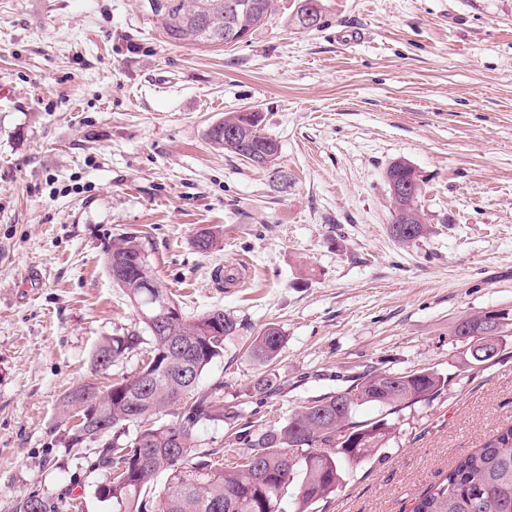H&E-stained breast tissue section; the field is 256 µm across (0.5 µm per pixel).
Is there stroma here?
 Here are the masks:
<instances>
[{
	"instance_id": "35a3bbf8",
	"label": "stroma",
	"mask_w": 512,
	"mask_h": 512,
	"mask_svg": "<svg viewBox=\"0 0 512 512\" xmlns=\"http://www.w3.org/2000/svg\"><path fill=\"white\" fill-rule=\"evenodd\" d=\"M274 0L248 42L168 43L139 0H0V512L36 489L111 512L108 475L68 454L59 414L101 338L143 331L105 265L114 238L148 240L183 314L214 307L236 333L200 384L246 393L267 326L288 392L245 407L274 423L369 370L447 375L319 512H411L455 462L512 424V0ZM253 108L287 188L211 147ZM421 175L427 234L388 233L383 181ZM216 231L198 252L193 239ZM236 275L217 284L213 272ZM506 318L495 362L471 364L455 325ZM285 336L281 329L273 325L265 328L249 347V356L255 360L270 364L280 355Z\"/></svg>"
}]
</instances>
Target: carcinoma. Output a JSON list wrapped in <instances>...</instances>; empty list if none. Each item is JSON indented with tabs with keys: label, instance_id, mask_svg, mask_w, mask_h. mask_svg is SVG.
<instances>
[{
	"label": "carcinoma",
	"instance_id": "carcinoma-1",
	"mask_svg": "<svg viewBox=\"0 0 512 512\" xmlns=\"http://www.w3.org/2000/svg\"><path fill=\"white\" fill-rule=\"evenodd\" d=\"M166 6L147 13L171 44L214 47L229 44L224 30L234 25L254 33L272 15L273 0H164ZM261 113L231 112L207 131L210 144L238 158L245 148L277 167L278 145L261 134ZM416 183L413 195L393 194L392 184ZM384 182L393 212L422 215L423 180L405 162L388 166ZM138 266L139 272L115 282L136 307L160 309L149 301L151 288L162 301L179 309L173 293L149 272L142 238L127 234L112 241L106 266ZM147 336L127 333L106 337L97 346L91 376L71 388L61 401L62 412L76 419L66 442L79 455L88 433L109 425L112 439L101 445L93 468L109 470L103 497L112 512H284L288 488L298 490L291 512H316L343 482V467L368 460L387 442L391 426L360 421L356 414L369 405L397 414L416 404H429L448 388V377L430 369L397 373L366 371L339 390L307 400L280 423L250 426L245 435L246 462L231 467L216 463L219 450L196 443L199 426L222 424L231 430L243 419L244 402L224 401V384L198 386L207 367L224 352V338L237 329L222 308L196 318L181 314L171 335L157 336L142 320ZM147 344V360L131 376L99 386L98 375L112 363ZM285 344L281 329L265 328L249 347V356L270 364ZM285 384L275 373L257 377L246 396L255 402L276 397ZM170 416L167 422L157 417ZM133 437H128L130 429ZM167 479L154 501L141 497L143 488L160 474ZM64 497L46 498L33 490L16 498L13 512H63ZM412 512H512V425L501 428L483 445L460 458L438 485L421 494Z\"/></svg>",
	"mask_w": 512,
	"mask_h": 512
}]
</instances>
